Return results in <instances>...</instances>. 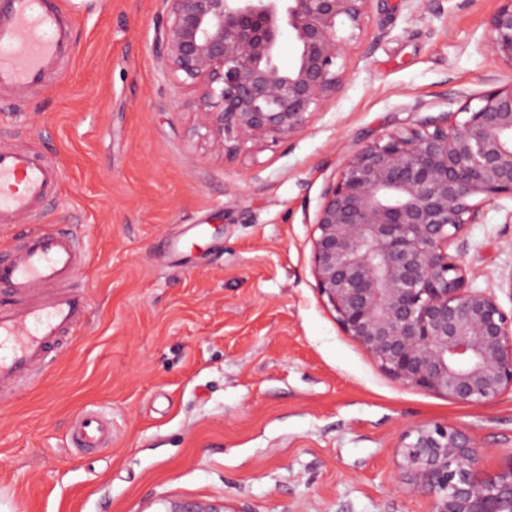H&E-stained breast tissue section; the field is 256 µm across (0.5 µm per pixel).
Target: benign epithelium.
I'll return each instance as SVG.
<instances>
[{
	"instance_id": "7a95c632",
	"label": "benign epithelium",
	"mask_w": 512,
	"mask_h": 512,
	"mask_svg": "<svg viewBox=\"0 0 512 512\" xmlns=\"http://www.w3.org/2000/svg\"><path fill=\"white\" fill-rule=\"evenodd\" d=\"M165 2L161 62L197 89L212 149L232 157L244 141L291 139L336 98L348 52L336 24L361 29L372 0ZM501 2L485 47L512 67V0ZM477 100L462 121L425 118L355 150L322 193L312 253L319 295L387 375L465 404L512 389V313L467 287L448 252L481 204L512 199V86ZM399 453L401 483L431 496V512H512V453L488 473L474 438L443 424L404 430Z\"/></svg>"
}]
</instances>
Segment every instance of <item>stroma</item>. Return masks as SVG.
Listing matches in <instances>:
<instances>
[{"label": "stroma", "mask_w": 512, "mask_h": 512, "mask_svg": "<svg viewBox=\"0 0 512 512\" xmlns=\"http://www.w3.org/2000/svg\"><path fill=\"white\" fill-rule=\"evenodd\" d=\"M499 0H372L335 101L287 141L207 151L192 88L155 41L163 0H63L77 48L46 88L0 95V144L55 159L45 223L72 224L88 312L34 384L0 389V512H431L399 481L403 429L464 428L512 453V390L481 405L407 387L336 322L312 272L323 189L347 156L512 84L484 46ZM512 201L456 255L512 311ZM112 441L74 451L76 415Z\"/></svg>", "instance_id": "obj_1"}]
</instances>
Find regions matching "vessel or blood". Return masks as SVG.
I'll return each instance as SVG.
<instances>
[{"mask_svg": "<svg viewBox=\"0 0 512 512\" xmlns=\"http://www.w3.org/2000/svg\"><path fill=\"white\" fill-rule=\"evenodd\" d=\"M74 30L54 0H0V91L42 85L75 52ZM61 182V170L32 147L0 146V224L35 217ZM84 260L74 231L24 232L0 254V289L12 297L0 309V386L15 382L46 360L51 347L86 316L85 295L66 289ZM112 439L108 419L94 411L77 420L71 440L99 448Z\"/></svg>", "mask_w": 512, "mask_h": 512, "instance_id": "1", "label": "vessel or blood"}]
</instances>
